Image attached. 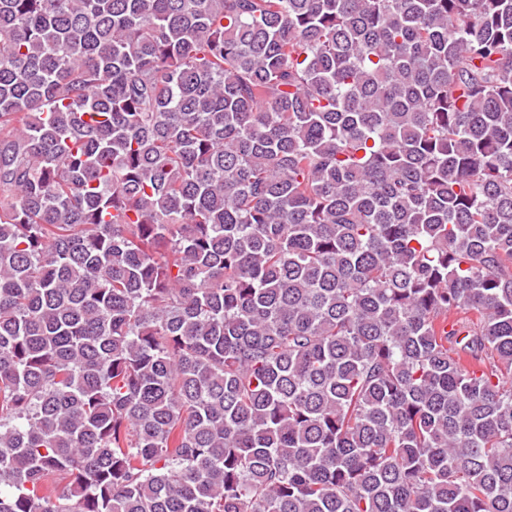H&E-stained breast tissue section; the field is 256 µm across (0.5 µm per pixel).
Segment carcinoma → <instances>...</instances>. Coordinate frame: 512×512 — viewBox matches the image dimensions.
<instances>
[{"instance_id": "obj_1", "label": "carcinoma", "mask_w": 512, "mask_h": 512, "mask_svg": "<svg viewBox=\"0 0 512 512\" xmlns=\"http://www.w3.org/2000/svg\"><path fill=\"white\" fill-rule=\"evenodd\" d=\"M0 512H512V0H0Z\"/></svg>"}]
</instances>
